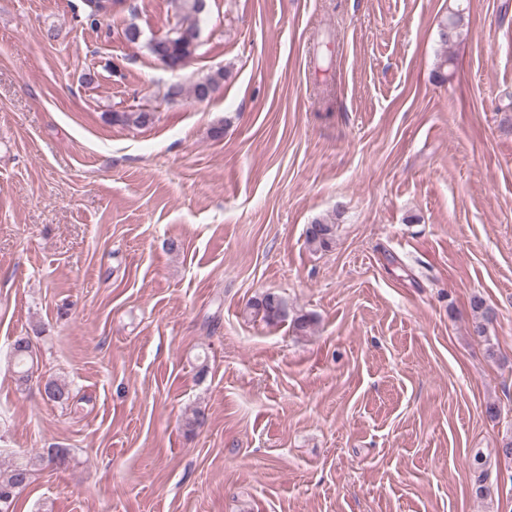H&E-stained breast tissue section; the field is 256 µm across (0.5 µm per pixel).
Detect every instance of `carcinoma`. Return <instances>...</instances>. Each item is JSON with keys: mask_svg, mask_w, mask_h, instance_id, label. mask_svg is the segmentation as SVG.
I'll return each mask as SVG.
<instances>
[{"mask_svg": "<svg viewBox=\"0 0 512 512\" xmlns=\"http://www.w3.org/2000/svg\"><path fill=\"white\" fill-rule=\"evenodd\" d=\"M205 0H170L171 8L178 17V22L168 34L148 43L149 53L170 68H182L195 55L198 43L189 34L199 29V17L204 12L200 4ZM463 9L456 7L448 10V15L438 24V39L446 47L463 36ZM225 71L219 69L198 80L191 87V95L197 101L212 97L224 80ZM154 115L141 108H131L123 112L112 113V122L123 126L142 128L153 123ZM336 225L327 219H317L306 229V241L315 250L326 251L333 242ZM249 307L253 312L270 324L282 322L289 318L288 302L280 295L266 292L253 299ZM472 313V335L487 339L488 325L495 319L494 310L485 300L475 296L470 301ZM17 365L21 367L20 380L28 382L31 374L29 363L33 362V342L29 336L18 337L12 347ZM47 399L64 404L70 399L67 386L54 379L44 382ZM67 454L58 449L44 458L40 455L26 458L6 468H0V512H14V503L18 496L31 483L34 472L43 462L48 461L59 467L65 465Z\"/></svg>", "mask_w": 512, "mask_h": 512, "instance_id": "carcinoma-1", "label": "carcinoma"}]
</instances>
